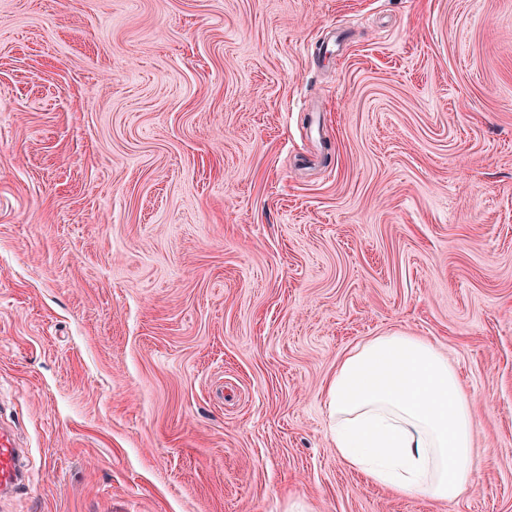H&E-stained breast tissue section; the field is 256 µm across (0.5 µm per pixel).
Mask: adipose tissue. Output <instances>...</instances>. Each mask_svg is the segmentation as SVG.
<instances>
[{"label": "adipose tissue", "instance_id": "adipose-tissue-1", "mask_svg": "<svg viewBox=\"0 0 512 512\" xmlns=\"http://www.w3.org/2000/svg\"><path fill=\"white\" fill-rule=\"evenodd\" d=\"M326 396L337 455L370 482L436 502L474 486L471 404L428 339L394 333L357 346L338 363Z\"/></svg>", "mask_w": 512, "mask_h": 512}]
</instances>
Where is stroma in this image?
<instances>
[{"instance_id": "35a3bbf8", "label": "stroma", "mask_w": 512, "mask_h": 512, "mask_svg": "<svg viewBox=\"0 0 512 512\" xmlns=\"http://www.w3.org/2000/svg\"><path fill=\"white\" fill-rule=\"evenodd\" d=\"M430 340L476 484L348 468L325 389ZM0 512H512V0H0ZM22 452L13 434L0 428V490L12 493L26 485V474L20 463Z\"/></svg>"}]
</instances>
